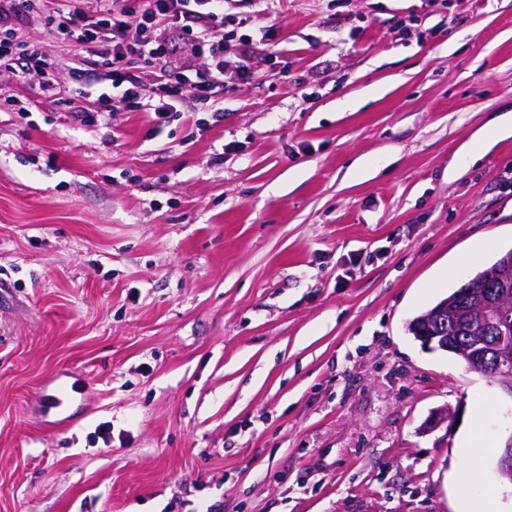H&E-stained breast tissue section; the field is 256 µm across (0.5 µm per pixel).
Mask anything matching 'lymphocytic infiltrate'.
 I'll return each instance as SVG.
<instances>
[{"instance_id": "obj_1", "label": "lymphocytic infiltrate", "mask_w": 512, "mask_h": 512, "mask_svg": "<svg viewBox=\"0 0 512 512\" xmlns=\"http://www.w3.org/2000/svg\"><path fill=\"white\" fill-rule=\"evenodd\" d=\"M34 16L41 20L36 38L26 30ZM273 38L272 26L228 11L225 0H0V72L41 75L42 96L55 98L61 86L42 42L69 45L81 61L74 81L110 69L113 90L100 102L110 113L145 112L155 135L185 113L220 104L225 42H238V75L247 79L267 60L263 48ZM144 67L157 72L152 85L136 75Z\"/></svg>"}]
</instances>
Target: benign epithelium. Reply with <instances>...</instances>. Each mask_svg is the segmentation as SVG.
<instances>
[{"label":"benign epithelium","mask_w":512,"mask_h":512,"mask_svg":"<svg viewBox=\"0 0 512 512\" xmlns=\"http://www.w3.org/2000/svg\"><path fill=\"white\" fill-rule=\"evenodd\" d=\"M457 298L460 301H473L486 315V320L469 337L470 344L463 345L461 337L444 329L448 317L454 313L446 301L419 317L414 326H406L407 331L415 333V339L430 350L457 353L469 369L490 377L512 397V336L506 335V331L512 329V315L505 310L509 299L508 290L492 294L485 290L464 288L458 292ZM490 329L500 332L493 343L486 342L484 337V333ZM458 415L457 410L436 409L420 426L419 431L429 433L447 423L452 424ZM497 472L501 478L512 483V437L502 449Z\"/></svg>","instance_id":"7a95c632"}]
</instances>
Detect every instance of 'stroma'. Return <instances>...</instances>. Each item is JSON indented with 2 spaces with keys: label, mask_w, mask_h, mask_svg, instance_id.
<instances>
[{
  "label": "stroma",
  "mask_w": 512,
  "mask_h": 512,
  "mask_svg": "<svg viewBox=\"0 0 512 512\" xmlns=\"http://www.w3.org/2000/svg\"><path fill=\"white\" fill-rule=\"evenodd\" d=\"M250 9L269 62L154 137L0 75V512H485L465 456L512 512V397L406 330L512 250V136L463 151L512 0Z\"/></svg>",
  "instance_id": "1"
}]
</instances>
